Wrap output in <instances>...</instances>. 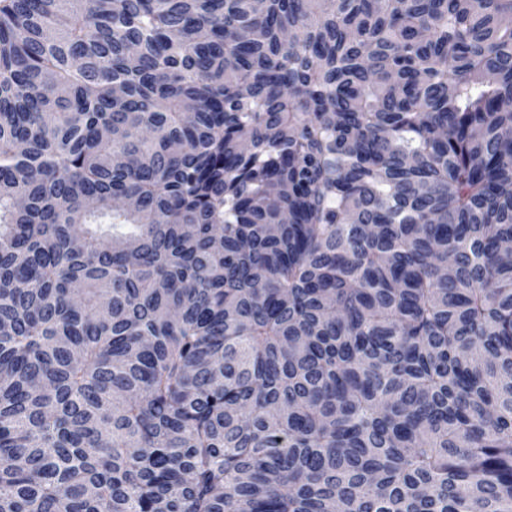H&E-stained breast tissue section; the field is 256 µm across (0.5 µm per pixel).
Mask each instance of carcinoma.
Here are the masks:
<instances>
[{
    "instance_id": "carcinoma-1",
    "label": "carcinoma",
    "mask_w": 512,
    "mask_h": 512,
    "mask_svg": "<svg viewBox=\"0 0 512 512\" xmlns=\"http://www.w3.org/2000/svg\"><path fill=\"white\" fill-rule=\"evenodd\" d=\"M512 0H0V512H512Z\"/></svg>"
}]
</instances>
